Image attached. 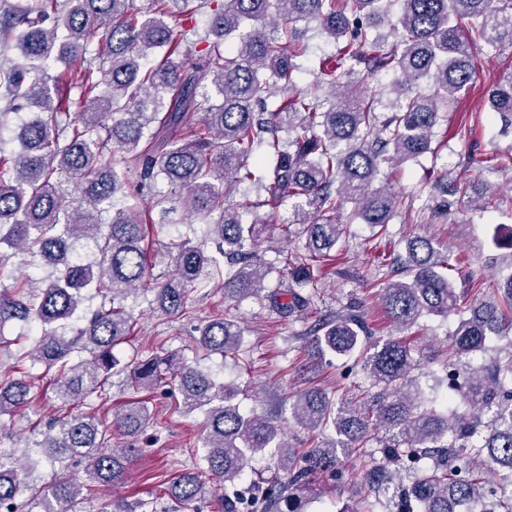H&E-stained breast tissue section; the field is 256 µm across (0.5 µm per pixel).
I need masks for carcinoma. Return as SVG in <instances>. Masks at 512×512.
<instances>
[{
    "label": "carcinoma",
    "mask_w": 512,
    "mask_h": 512,
    "mask_svg": "<svg viewBox=\"0 0 512 512\" xmlns=\"http://www.w3.org/2000/svg\"><path fill=\"white\" fill-rule=\"evenodd\" d=\"M173 8L205 16L204 35L189 40L197 31L172 22ZM312 25L337 43L318 61L325 96L293 80ZM482 43L512 45V0H152L145 13L134 0H0V131L12 114L27 113L13 129L16 155H4L0 138V267L30 255L54 270L0 289V326L33 323L27 358L42 367L34 377L21 357L0 365V417L31 409L37 381L72 409L105 401L114 376L141 392L170 381L183 410L202 415L211 484L180 474L167 486V512L206 498L216 512H308L343 478L342 460L372 439L383 463L364 478L387 497L388 512H512V339L496 345L512 332V264L459 288L448 275L459 259L429 236L382 254L374 285L394 334L373 339L351 307L309 331L319 358L354 361L376 391L336 398L314 385L295 395L294 423L316 436L308 448L243 410L239 388L200 365L211 354L239 359L245 328L227 313L197 327L202 355L192 362L152 350L128 362L117 356L136 331L133 294L162 316L188 318V288L203 283L229 304L255 299L283 318L301 317L317 270L336 260L347 203L353 219L382 235L417 199L431 217L448 216V200L436 201L448 193L446 174L416 197L377 182L434 152L449 105L477 78L473 53ZM51 62L63 72L49 74ZM380 72L397 75L386 104L363 91ZM485 102L512 126V77L489 83ZM486 161L512 173V151ZM135 186L150 190V210L123 205ZM252 190L264 199L251 200ZM464 191L475 211L495 205L479 184ZM158 222L205 225L214 254L180 234L167 243L172 272L155 278L147 248ZM293 225L303 227L302 249L280 252L278 266L258 261L256 252L288 241ZM280 266L287 286L265 291ZM469 296L470 315L448 336L428 395L402 333L424 317L457 315ZM151 421L146 398L120 405L109 423L94 408L65 413L20 455L0 427V512H86V490L127 478ZM115 435L127 439L120 448ZM261 452L274 476L249 483ZM74 458L84 463L82 481L64 472L45 484L31 478L42 464Z\"/></svg>",
    "instance_id": "carcinoma-1"
}]
</instances>
